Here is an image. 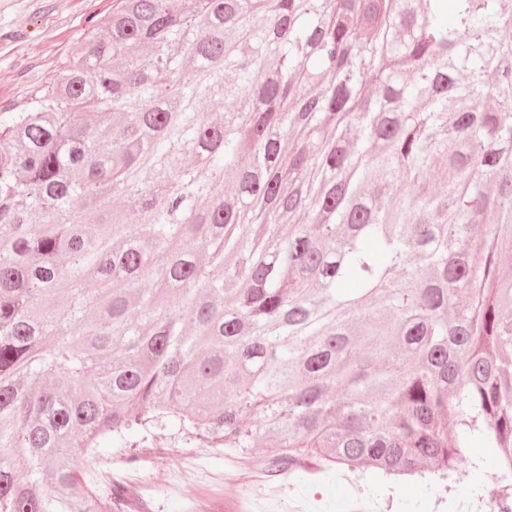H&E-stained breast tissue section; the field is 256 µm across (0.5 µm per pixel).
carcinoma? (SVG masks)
<instances>
[{
	"label": "carcinoma",
	"mask_w": 512,
	"mask_h": 512,
	"mask_svg": "<svg viewBox=\"0 0 512 512\" xmlns=\"http://www.w3.org/2000/svg\"><path fill=\"white\" fill-rule=\"evenodd\" d=\"M509 28L505 0H115L0 121V512H112L80 467L135 427L512 469Z\"/></svg>",
	"instance_id": "carcinoma-1"
}]
</instances>
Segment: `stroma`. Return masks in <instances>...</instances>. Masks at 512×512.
Masks as SVG:
<instances>
[{
  "label": "stroma",
  "instance_id": "stroma-1",
  "mask_svg": "<svg viewBox=\"0 0 512 512\" xmlns=\"http://www.w3.org/2000/svg\"><path fill=\"white\" fill-rule=\"evenodd\" d=\"M112 10V0H0V120L57 77L73 58L83 33ZM263 443L246 452L195 448L180 440L148 438L137 447L112 442L83 466L89 485L101 493L119 487L125 504L118 512H225V504L244 503L255 471L264 469ZM228 473L237 474L225 482ZM494 449L464 460L447 477L429 474L404 482L370 473L327 469L306 460L301 470L275 473L282 487L278 512H291L293 500H307L312 512H349L352 498L376 499L380 512H458L464 501L492 500L504 489Z\"/></svg>",
  "mask_w": 512,
  "mask_h": 512
}]
</instances>
